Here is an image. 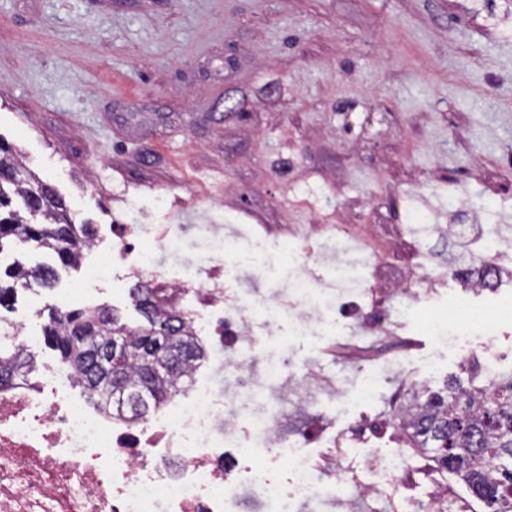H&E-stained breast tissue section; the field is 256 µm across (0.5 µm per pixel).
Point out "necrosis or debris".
I'll return each mask as SVG.
<instances>
[{
    "instance_id": "necrosis-or-debris-1",
    "label": "necrosis or debris",
    "mask_w": 512,
    "mask_h": 512,
    "mask_svg": "<svg viewBox=\"0 0 512 512\" xmlns=\"http://www.w3.org/2000/svg\"><path fill=\"white\" fill-rule=\"evenodd\" d=\"M138 230L135 224L112 227L120 255L135 257L131 276L186 301L193 328L209 340L212 351L236 347L225 373L245 368L255 336L246 309L230 299L223 280L209 275L191 283L147 256L137 245ZM328 230L336 242L337 284L361 290L360 301L337 302V310L349 312L363 333L388 331L395 319L411 311L417 290L405 284L387 295L361 289L357 266L346 257L361 236L357 225L332 224ZM506 249L502 235L483 237L478 265L462 276L464 287L484 289L512 279V267L496 260ZM507 316H512L511 305L456 304L446 312L429 310L427 323L445 339L463 330L491 333L496 320ZM267 377L258 394L229 382L202 386L195 374H188L173 400L143 423L69 406L64 387L76 376L66 368L58 369L48 385L19 382L0 388V512H247L252 501L263 512H289L292 500L321 499L343 469L311 464L308 448H326L332 457L348 442L363 439L366 429L355 424L348 433L326 440L316 432L294 438L281 434L278 420L266 408L279 403L293 383L274 363ZM230 403L255 412L249 439L226 421L224 408ZM259 451L264 464L244 471L224 464L227 455L246 458ZM405 468L400 447L390 449L384 461H364L353 474L356 494L380 502L388 512H408L410 505L394 482Z\"/></svg>"
}]
</instances>
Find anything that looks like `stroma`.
Wrapping results in <instances>:
<instances>
[{"label":"stroma","mask_w":512,"mask_h":512,"mask_svg":"<svg viewBox=\"0 0 512 512\" xmlns=\"http://www.w3.org/2000/svg\"><path fill=\"white\" fill-rule=\"evenodd\" d=\"M0 137L97 235L81 264L60 269L54 287L19 294L8 314L29 336L38 372L60 365L41 333L50 306L106 305L143 326L135 280L112 250L116 224L142 225L158 259L155 233L184 225L177 276L233 268L227 285L240 306L282 303L237 382L261 391L267 365L284 359L286 374L318 367L344 391L300 389L302 416L279 408L285 435L329 437L368 421L369 444L353 450L364 457L398 433L392 365L424 392L452 376L486 384L469 368L489 351L512 370V321L488 350L481 336L439 340L418 317L451 302L512 300V283L456 288L444 262L512 225V0H0ZM322 213L377 225L390 242L382 272L352 252L378 289L421 265L444 280L377 344L336 312L331 241L315 271L319 311L303 316L288 286L297 256L280 242ZM200 224L219 230L201 234ZM448 224L465 235L439 233ZM228 237L238 242L231 254ZM336 344L349 356L328 355ZM375 371V399H353ZM407 457L404 498L443 483L468 495L426 455Z\"/></svg>","instance_id":"stroma-1"}]
</instances>
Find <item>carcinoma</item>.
I'll list each match as a JSON object with an SVG mask.
<instances>
[{"mask_svg":"<svg viewBox=\"0 0 512 512\" xmlns=\"http://www.w3.org/2000/svg\"><path fill=\"white\" fill-rule=\"evenodd\" d=\"M35 211L43 222L30 223L21 211ZM18 248L45 249L56 264L27 269L17 264L0 276V307L9 309L19 292L36 283L51 288L57 267L79 262L90 245L88 225L72 221L63 199L45 182L25 172L19 153L0 141V252L4 241ZM132 295L146 326L133 329L106 306L49 309L43 325L45 343L59 354L63 366L77 371L81 386L102 410L112 409V341H126L120 373L128 390L139 393L138 410L125 415L136 421L163 403L176 390L187 369L204 358V346L180 313L162 306L161 288L137 283ZM174 343L184 349L179 374L144 376L142 357L160 354ZM35 368V355L20 346L0 342V387ZM446 394L416 395V413L404 425L409 444L432 454L440 468L456 475L490 512H512V373H505L483 387L463 385L457 376L447 380Z\"/></svg>","mask_w":512,"mask_h":512,"instance_id":"carcinoma-1","label":"carcinoma"}]
</instances>
